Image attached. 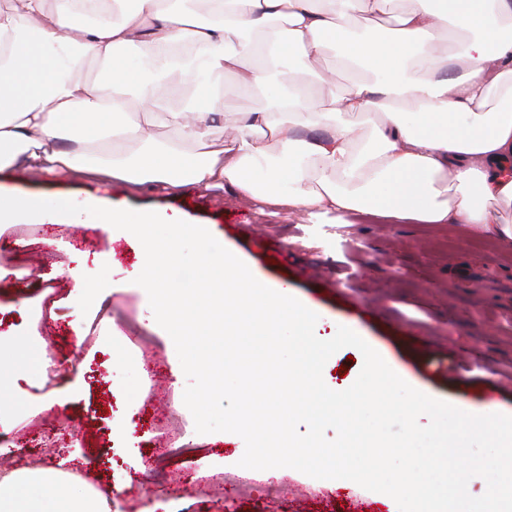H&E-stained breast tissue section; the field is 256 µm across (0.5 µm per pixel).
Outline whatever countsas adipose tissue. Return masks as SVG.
I'll list each match as a JSON object with an SVG mask.
<instances>
[{
	"instance_id": "adipose-tissue-1",
	"label": "adipose tissue",
	"mask_w": 512,
	"mask_h": 512,
	"mask_svg": "<svg viewBox=\"0 0 512 512\" xmlns=\"http://www.w3.org/2000/svg\"><path fill=\"white\" fill-rule=\"evenodd\" d=\"M182 2L0 0V172H68L128 192L221 187L313 224L353 213L467 224L512 247V0H406L388 33L370 24L392 0H209L207 19ZM451 26L470 32V65L454 78L442 74ZM186 42V104L166 109L157 64ZM335 44L377 83L340 89L323 76V112L300 86L274 90L272 58ZM93 65L101 82L87 77ZM228 77L272 99L226 128L216 118ZM153 125L163 140L143 136L132 161L118 152ZM67 463L0 474V512H112Z\"/></svg>"
}]
</instances>
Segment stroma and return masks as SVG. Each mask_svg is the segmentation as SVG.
<instances>
[{
    "label": "stroma",
    "mask_w": 512,
    "mask_h": 512,
    "mask_svg": "<svg viewBox=\"0 0 512 512\" xmlns=\"http://www.w3.org/2000/svg\"><path fill=\"white\" fill-rule=\"evenodd\" d=\"M0 185L52 200L106 196L135 210L186 211L266 280L287 283L296 298L357 328L430 396L512 415V249L468 225L377 224L359 213L345 224H311L260 213L220 189L107 192L64 173L5 171ZM39 230L14 224L0 233V267L9 271L0 280V367L16 357L9 329L22 326L39 337L50 368L35 394L63 402L38 411L11 375L0 377V470L44 464L64 448L93 459L83 483L123 512L172 501L177 512H296L303 499L330 500L333 512H392L352 481L336 487L292 468L272 476L240 467L241 437L197 433L185 387L172 376L174 343L155 327L147 295L128 283L135 245L111 241L100 226L64 224L60 233L76 248L70 254L37 244ZM75 273L89 286L121 290L99 308L70 305ZM114 326L119 336H110ZM489 382L497 387L491 398ZM140 384L148 390L141 402L133 395Z\"/></svg>",
    "instance_id": "obj_1"
}]
</instances>
